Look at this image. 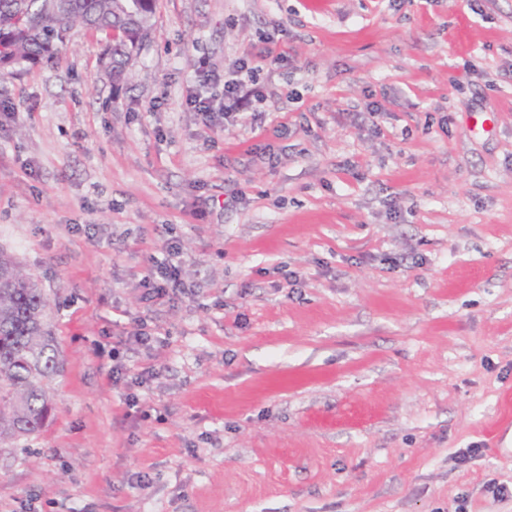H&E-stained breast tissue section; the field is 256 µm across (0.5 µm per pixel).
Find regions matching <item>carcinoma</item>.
I'll use <instances>...</instances> for the list:
<instances>
[{
    "instance_id": "1",
    "label": "carcinoma",
    "mask_w": 512,
    "mask_h": 512,
    "mask_svg": "<svg viewBox=\"0 0 512 512\" xmlns=\"http://www.w3.org/2000/svg\"><path fill=\"white\" fill-rule=\"evenodd\" d=\"M157 0H0L1 74L57 59L78 28L104 41L113 80L148 39ZM47 299L0 250V441L42 432L52 404L44 382L60 372L54 338L43 321Z\"/></svg>"
}]
</instances>
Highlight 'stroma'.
<instances>
[{"label": "stroma", "mask_w": 512, "mask_h": 512, "mask_svg": "<svg viewBox=\"0 0 512 512\" xmlns=\"http://www.w3.org/2000/svg\"><path fill=\"white\" fill-rule=\"evenodd\" d=\"M100 52L0 76V248L62 364L0 512H512V0H158L126 81ZM240 57L258 137L186 105ZM171 241L191 291L145 300ZM120 309L158 344L100 353Z\"/></svg>", "instance_id": "35a3bbf8"}]
</instances>
